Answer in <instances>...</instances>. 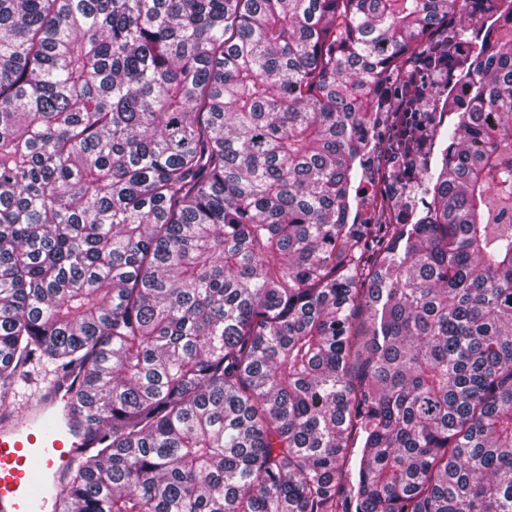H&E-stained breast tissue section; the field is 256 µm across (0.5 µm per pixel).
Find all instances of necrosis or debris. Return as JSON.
<instances>
[{
	"label": "necrosis or debris",
	"instance_id": "obj_1",
	"mask_svg": "<svg viewBox=\"0 0 512 512\" xmlns=\"http://www.w3.org/2000/svg\"><path fill=\"white\" fill-rule=\"evenodd\" d=\"M511 1L464 0L471 40L488 39ZM457 29L452 20L427 31L423 40L439 52V61H401L373 100L368 149L357 160L358 178L367 182L370 192L353 201L351 223L410 224L426 210L427 200L415 194L413 186L438 153L437 131L448 121L450 104H464L469 96L471 47L457 37ZM413 119L420 129L409 147H401L399 141Z\"/></svg>",
	"mask_w": 512,
	"mask_h": 512
}]
</instances>
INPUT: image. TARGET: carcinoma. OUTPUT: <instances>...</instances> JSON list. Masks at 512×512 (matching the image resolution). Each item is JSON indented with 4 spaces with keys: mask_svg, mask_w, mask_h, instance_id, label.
Masks as SVG:
<instances>
[{
    "mask_svg": "<svg viewBox=\"0 0 512 512\" xmlns=\"http://www.w3.org/2000/svg\"><path fill=\"white\" fill-rule=\"evenodd\" d=\"M464 0H0V408L55 512H512V41L416 224H351L368 102ZM84 443L80 431L61 425L16 431L1 424L0 511L53 512L56 481Z\"/></svg>",
    "mask_w": 512,
    "mask_h": 512,
    "instance_id": "1",
    "label": "carcinoma"
}]
</instances>
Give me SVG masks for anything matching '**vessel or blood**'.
<instances>
[{
	"label": "vessel or blood",
	"instance_id": "1",
	"mask_svg": "<svg viewBox=\"0 0 512 512\" xmlns=\"http://www.w3.org/2000/svg\"><path fill=\"white\" fill-rule=\"evenodd\" d=\"M84 446L80 431L35 423L0 425V512H52L64 468Z\"/></svg>",
	"mask_w": 512,
	"mask_h": 512
}]
</instances>
